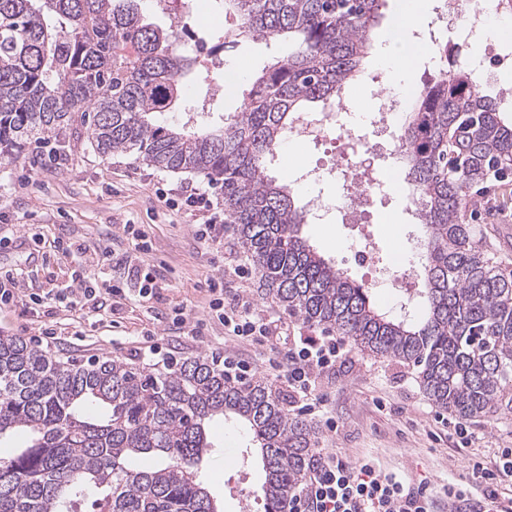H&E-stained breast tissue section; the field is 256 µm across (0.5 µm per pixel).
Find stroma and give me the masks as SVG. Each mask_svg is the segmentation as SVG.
I'll list each match as a JSON object with an SVG mask.
<instances>
[{
	"label": "stroma",
	"mask_w": 512,
	"mask_h": 512,
	"mask_svg": "<svg viewBox=\"0 0 512 512\" xmlns=\"http://www.w3.org/2000/svg\"><path fill=\"white\" fill-rule=\"evenodd\" d=\"M287 53L284 43L244 40L225 46L224 63L251 74ZM185 81L191 98L206 100L210 124H223L238 110V95L224 92L220 73L208 75L196 65ZM66 149L70 155L67 169L45 170L35 176L30 163L41 153V145L30 144L17 160L0 157V222L11 225L18 236L28 229L37 232L45 252L64 234L93 251L121 224L144 225L156 255L166 263L161 276L167 289L162 301L127 302L108 319L89 309L61 310L49 299L38 314L19 307L0 311V335L19 336L37 346L42 330H54L57 339L47 351L64 361L119 358L150 371L159 358H191L220 347L242 354L258 370H265L269 348L226 339L222 326H209L196 339L161 332L157 316L171 306L193 317L205 314L206 282L222 263L215 246L195 237V216L172 205L185 187L198 185V178L155 169L130 154L102 157L78 120L66 130ZM160 187L168 190V198L157 196ZM469 207L477 223L490 230L497 260L512 271V237L504 234L512 227V175L472 192ZM387 215L385 224L379 216H372L371 232L388 259L409 257L423 234L421 225L411 223L406 212L393 206ZM301 233L351 279L366 283L369 271L355 260L343 225L305 224ZM0 268L16 270L26 291L36 294L63 285L71 277L70 263L34 261L20 251H0ZM315 392L325 396L327 414L336 422L332 431L314 423L320 446L350 460L372 456L382 467L438 489L455 481L468 485L472 498L481 499L482 486L473 476L471 458H490L500 449L512 448V411L469 421L473 436L468 443L452 431L436 433L434 418L439 409L425 394L416 368L355 346L319 377ZM381 398L388 406L380 412L375 402ZM207 433L212 448L199 467V476L221 502L223 512H266L260 491L263 472L248 429L236 420L217 417L209 422Z\"/></svg>",
	"instance_id": "obj_1"
}]
</instances>
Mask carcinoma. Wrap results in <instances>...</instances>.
<instances>
[{
    "instance_id": "1",
    "label": "carcinoma",
    "mask_w": 512,
    "mask_h": 512,
    "mask_svg": "<svg viewBox=\"0 0 512 512\" xmlns=\"http://www.w3.org/2000/svg\"><path fill=\"white\" fill-rule=\"evenodd\" d=\"M142 0H0V155L58 134L75 113L103 156L196 175L223 192L224 214L261 272L260 287L311 325L361 350L418 369L441 409L477 419L512 405V272L499 268L467 220L471 189L512 175L503 99L450 67L448 44L400 130L406 180L427 242L419 318L391 317L300 233L306 212L266 174L298 112L334 101L367 58L381 0H222L238 36L288 40L293 50L250 76L221 126L159 120L184 108L192 59ZM453 75H448V71ZM242 421L260 450L267 512H282L306 478L317 440L261 378L224 379L211 359L147 373L121 359L58 361L19 336H0V512H222L199 466L206 425ZM141 456L162 463L130 468Z\"/></svg>"
}]
</instances>
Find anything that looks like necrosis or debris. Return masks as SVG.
<instances>
[{
	"label": "necrosis or debris",
	"instance_id": "necrosis-or-debris-1",
	"mask_svg": "<svg viewBox=\"0 0 512 512\" xmlns=\"http://www.w3.org/2000/svg\"><path fill=\"white\" fill-rule=\"evenodd\" d=\"M448 34V43L463 46L477 34L494 26L512 24V0H438L434 20ZM370 81L381 84L380 104L376 111L367 113L363 121H356L354 101L349 92H342L335 106L321 112L297 113L288 125L284 141L288 144H322L333 142L340 147V158L329 168H301L300 182L316 185L326 180L340 179L342 193L328 200L322 195L312 196L308 207L315 223L336 221L355 228L354 250L361 264L375 274L372 287L385 286L400 296H415L419 286L418 261L397 267L382 255L378 238L359 231L365 223L373 201L384 195L385 183L374 162L379 150H387L394 163H401L405 149L400 140V120L413 96L400 88L383 86L382 72H374Z\"/></svg>",
	"mask_w": 512,
	"mask_h": 512
}]
</instances>
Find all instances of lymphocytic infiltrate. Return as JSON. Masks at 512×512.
Returning <instances> with one entry per match:
<instances>
[{"label": "lymphocytic infiltrate", "mask_w": 512, "mask_h": 512, "mask_svg": "<svg viewBox=\"0 0 512 512\" xmlns=\"http://www.w3.org/2000/svg\"><path fill=\"white\" fill-rule=\"evenodd\" d=\"M183 198L186 208L206 214L204 222L195 227L196 238L207 244L222 243L221 214L215 211L208 193L190 187L185 189ZM114 239L116 243H125L124 252L104 247L90 254L71 237L63 236L57 240L55 257L72 258L81 265L80 270L72 272L70 280L56 291V297L65 309L84 306L97 298L117 303L161 296L163 288L158 283L155 265L142 267L135 263L138 255L154 251L144 225H122ZM115 261L127 263L129 281L105 280L98 284L84 273L85 268H104ZM207 292L206 321L194 320L179 310L171 319L174 329L187 336H199L205 322L209 321L222 325L226 335L239 342L270 347L292 329L291 323L260 314L251 300L237 295L226 296L223 277L209 279ZM347 352L344 339L325 329L318 336L306 337L301 346L288 350L282 360H270L269 367L276 379L286 381L290 388L303 394L305 402L299 409L300 414L324 419L326 427L331 429L335 422L327 417L322 398L314 396L313 390L319 376L331 370L337 358ZM472 471L485 485L484 500L489 512L512 507V498L501 493L503 487L512 486V448L503 449L496 459L474 461ZM432 496L428 486L382 470L370 457L347 461L327 449L318 448L314 451L306 480L288 496V512H430Z\"/></svg>", "instance_id": "obj_1"}]
</instances>
